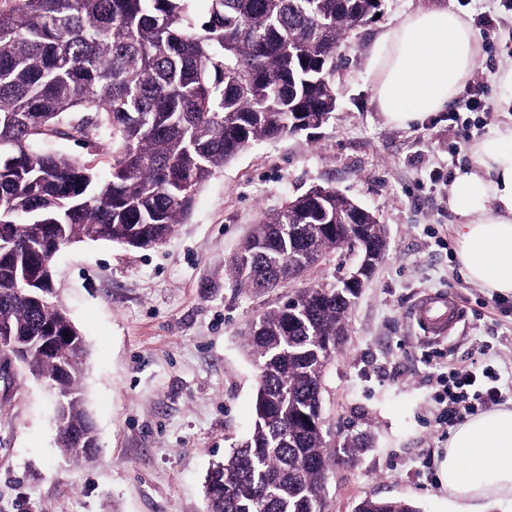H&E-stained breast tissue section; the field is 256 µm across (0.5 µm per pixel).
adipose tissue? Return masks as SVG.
I'll return each instance as SVG.
<instances>
[{
  "instance_id": "obj_1",
  "label": "adipose tissue",
  "mask_w": 512,
  "mask_h": 512,
  "mask_svg": "<svg viewBox=\"0 0 512 512\" xmlns=\"http://www.w3.org/2000/svg\"><path fill=\"white\" fill-rule=\"evenodd\" d=\"M477 34L448 8L419 9L387 29L369 59L372 100L387 123L405 126L441 111L473 71ZM477 167L459 175L448 199L460 217L458 260L468 279L512 294V127L481 140ZM456 512L512 501V409L463 422L440 465Z\"/></svg>"
}]
</instances>
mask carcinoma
<instances>
[{
    "instance_id": "obj_1",
    "label": "carcinoma",
    "mask_w": 512,
    "mask_h": 512,
    "mask_svg": "<svg viewBox=\"0 0 512 512\" xmlns=\"http://www.w3.org/2000/svg\"><path fill=\"white\" fill-rule=\"evenodd\" d=\"M0 0V323L24 337L22 363L53 385L57 447L88 461L98 447L84 392L88 348L54 282L69 244H163L197 194L245 148L318 129L336 111L332 75L348 35L383 0ZM61 136L112 142L109 176L93 161L40 151ZM390 241L376 214L315 186L264 214L229 262L263 292L302 277L333 251L361 253L374 273ZM363 285L311 283L251 321L244 346L257 370L251 433L207 473L205 512H329L336 466L357 439H328V364L348 336ZM353 512H421L402 499H360Z\"/></svg>"
}]
</instances>
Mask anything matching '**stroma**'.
<instances>
[{"label":"stroma","mask_w":512,"mask_h":512,"mask_svg":"<svg viewBox=\"0 0 512 512\" xmlns=\"http://www.w3.org/2000/svg\"><path fill=\"white\" fill-rule=\"evenodd\" d=\"M436 5L483 33L500 17L469 77L486 89L468 135L447 112L406 127L388 124L370 90L378 36L405 15ZM334 75L337 109L321 128L258 142L217 170L186 223L162 245L106 241L63 248L56 286L88 346L84 379L99 448L75 464L57 448L54 399L18 364L0 369V512H204V478L252 428L256 368L242 335L281 304L225 269L252 224L290 198L330 186L373 211L390 241L349 315V340L329 365L323 413L332 441L360 433L359 461L329 481L332 512L363 497L404 498L422 512H452L440 463L458 419L437 398L448 369L492 366L512 408V295L471 283L457 259L458 216L448 199L470 150L512 123L498 73L512 66V12L499 0H384L373 23L352 32ZM442 294L458 323L431 340L413 316L421 297Z\"/></svg>","instance_id":"obj_1"}]
</instances>
